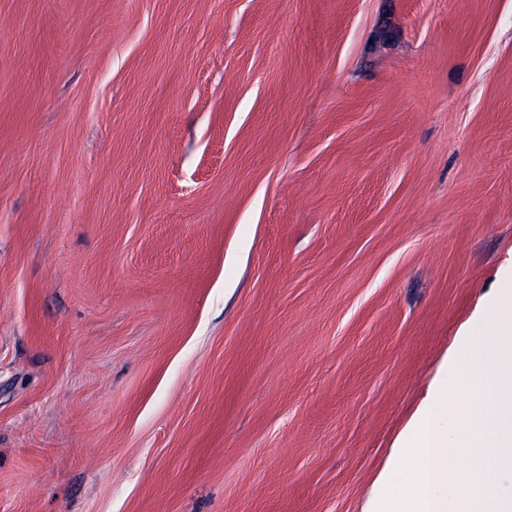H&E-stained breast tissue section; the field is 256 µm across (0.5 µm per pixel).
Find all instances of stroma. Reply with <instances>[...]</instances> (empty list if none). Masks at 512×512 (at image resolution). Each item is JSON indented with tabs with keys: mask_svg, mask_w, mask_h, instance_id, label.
Returning a JSON list of instances; mask_svg holds the SVG:
<instances>
[{
	"mask_svg": "<svg viewBox=\"0 0 512 512\" xmlns=\"http://www.w3.org/2000/svg\"><path fill=\"white\" fill-rule=\"evenodd\" d=\"M512 286V0H0V512H367Z\"/></svg>",
	"mask_w": 512,
	"mask_h": 512,
	"instance_id": "35a3bbf8",
	"label": "stroma"
}]
</instances>
